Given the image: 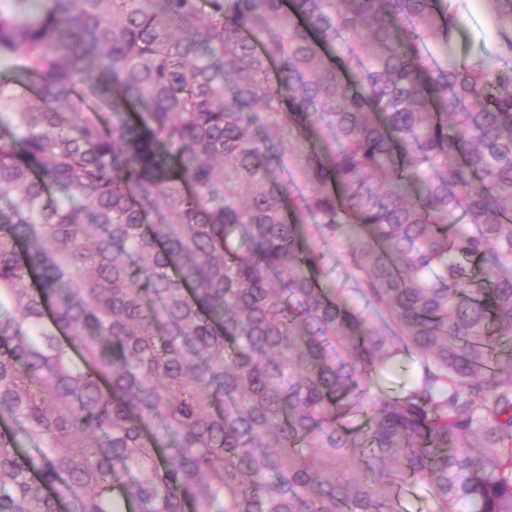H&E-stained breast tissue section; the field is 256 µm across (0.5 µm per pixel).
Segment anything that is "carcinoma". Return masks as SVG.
I'll use <instances>...</instances> for the list:
<instances>
[{
    "instance_id": "cac0c4a2",
    "label": "carcinoma",
    "mask_w": 512,
    "mask_h": 512,
    "mask_svg": "<svg viewBox=\"0 0 512 512\" xmlns=\"http://www.w3.org/2000/svg\"><path fill=\"white\" fill-rule=\"evenodd\" d=\"M480 3L0 0V512H512ZM468 1L474 4V8L468 9V12L463 16L465 32L460 39V48L471 54L491 51L493 50L492 40L489 37L481 36V30L484 28L483 12L477 6V0Z\"/></svg>"
}]
</instances>
